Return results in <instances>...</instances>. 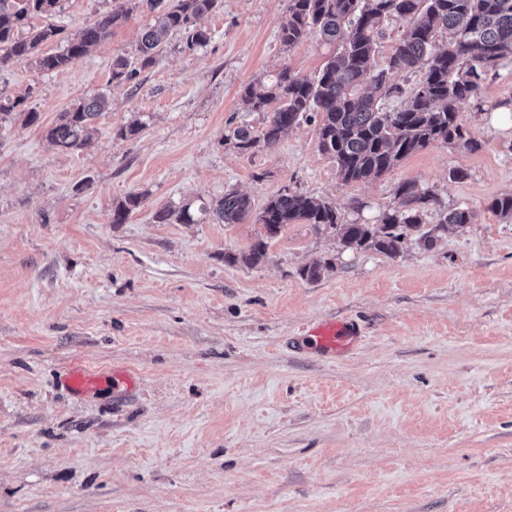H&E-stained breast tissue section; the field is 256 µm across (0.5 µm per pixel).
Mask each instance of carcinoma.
Returning a JSON list of instances; mask_svg holds the SVG:
<instances>
[{
	"mask_svg": "<svg viewBox=\"0 0 512 512\" xmlns=\"http://www.w3.org/2000/svg\"><path fill=\"white\" fill-rule=\"evenodd\" d=\"M133 8L156 14L146 28L137 51L142 66L151 64L167 36L183 34L189 50L209 43V32L197 20L219 7L220 0H131ZM60 0H0V67L13 60L36 58L47 72L71 68L85 57L109 28L129 13H104L78 34L62 38L63 48L49 55L40 46L62 34L47 25L27 27L34 14L56 12ZM402 23L401 35L382 66L376 63L378 39L384 24ZM317 34L336 46L319 74L300 79L285 68L266 83H248L241 97L252 110L267 113L266 123L255 130L240 125L224 136L235 147L247 151L262 144L268 148L281 135L305 121H320L318 148L336 162L345 182L376 179L400 160L427 145L439 142L460 150L480 147L465 127L457 103L479 100L488 68L512 56V0H288V16L280 25L282 46L292 48ZM420 70L422 79L410 92L405 106L386 111L384 101L403 93L391 77L400 72ZM139 70L117 58L112 64V81L131 82ZM24 99L0 96V123L12 115L26 124L38 120V113L22 109ZM109 106L105 94L81 99L63 112L59 122L47 131V138L59 150L79 152L92 147L95 119ZM401 207L386 210L374 224L348 222L330 204L288 190L271 198L257 214L256 223L266 234L248 254L231 260L256 265L267 255L268 241L296 221L310 224L318 232L339 237L351 250L374 249L388 256L403 251L408 236L416 233L430 244L435 234L472 223L473 213L453 208L433 227L425 216L437 204L436 196L414 181L396 189ZM142 203L131 194L112 211V223L123 224ZM488 209L512 218V194L492 200ZM252 213L251 202L235 191L212 203L167 207L155 212L158 224H200L215 219L221 224H238Z\"/></svg>",
	"mask_w": 512,
	"mask_h": 512,
	"instance_id": "obj_1",
	"label": "carcinoma"
}]
</instances>
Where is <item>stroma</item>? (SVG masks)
<instances>
[{
  "label": "stroma",
  "mask_w": 512,
  "mask_h": 512,
  "mask_svg": "<svg viewBox=\"0 0 512 512\" xmlns=\"http://www.w3.org/2000/svg\"><path fill=\"white\" fill-rule=\"evenodd\" d=\"M123 3L62 0L34 22L71 34ZM287 15L288 0H223L200 20L207 46L169 36L144 68L154 19L136 11L68 71L0 68V93L39 115L0 128V512H512V219L489 208L512 193V127L492 110L512 100V56L459 105L479 149L433 143L347 183L317 124L246 152L224 139L266 121L244 85L325 64L317 38L281 45ZM121 56L138 85L112 82ZM98 93L93 147L52 146L61 113ZM405 181L436 195L427 223L456 207L472 223L389 257L298 222L251 267L236 256L254 221L153 220L231 190L258 212L290 189L371 224ZM344 319L358 341L321 356L308 331ZM78 364L132 379L77 393Z\"/></svg>",
  "instance_id": "obj_1"
}]
</instances>
